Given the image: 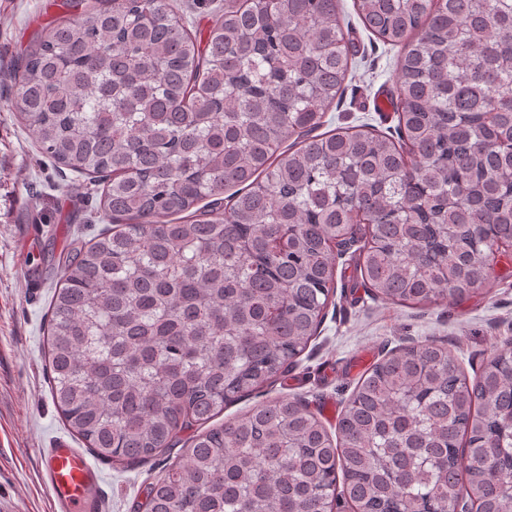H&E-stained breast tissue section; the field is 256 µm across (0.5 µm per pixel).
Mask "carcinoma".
<instances>
[{"label": "carcinoma", "instance_id": "obj_1", "mask_svg": "<svg viewBox=\"0 0 512 512\" xmlns=\"http://www.w3.org/2000/svg\"><path fill=\"white\" fill-rule=\"evenodd\" d=\"M354 6L403 48L394 136L308 135L352 65L338 0H224L205 37L176 0H112L53 21L16 64L8 109L43 155L103 185L100 221H124L67 251L50 304L53 399L97 457H159L274 385L322 323L346 246L365 288L421 305L484 287L512 245V0ZM460 498L512 512V349L470 384L428 339L365 370L334 434L281 397L194 435L142 507Z\"/></svg>", "mask_w": 512, "mask_h": 512}]
</instances>
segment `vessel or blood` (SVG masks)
<instances>
[{"label": "vessel or blood", "mask_w": 512, "mask_h": 512, "mask_svg": "<svg viewBox=\"0 0 512 512\" xmlns=\"http://www.w3.org/2000/svg\"><path fill=\"white\" fill-rule=\"evenodd\" d=\"M54 512H92L99 478L76 449L61 444L41 452Z\"/></svg>", "instance_id": "vessel-or-blood-1"}]
</instances>
